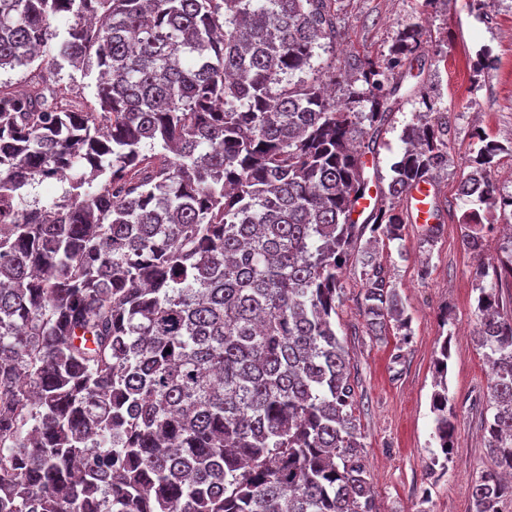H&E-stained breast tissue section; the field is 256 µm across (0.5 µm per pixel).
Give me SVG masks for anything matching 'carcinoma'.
I'll return each mask as SVG.
<instances>
[{"instance_id": "obj_1", "label": "carcinoma", "mask_w": 512, "mask_h": 512, "mask_svg": "<svg viewBox=\"0 0 512 512\" xmlns=\"http://www.w3.org/2000/svg\"><path fill=\"white\" fill-rule=\"evenodd\" d=\"M70 15L52 44V20ZM330 0H0V512H378L336 333L341 271L365 232L399 241L401 205L448 166L433 105L402 132L363 222L367 157L400 102L421 32L382 65L336 45ZM99 68L93 98L61 83ZM353 74L362 88L334 99ZM457 196L464 250L512 209L484 134ZM64 182L60 199L25 189ZM372 332L411 320L373 252ZM474 337L489 369L494 468L474 512L512 497V237L478 264ZM451 337L434 360V438L453 448ZM171 352H166V349Z\"/></svg>"}]
</instances>
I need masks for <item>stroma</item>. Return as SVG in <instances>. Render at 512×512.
Returning a JSON list of instances; mask_svg holds the SVG:
<instances>
[{"instance_id":"obj_1","label":"stroma","mask_w":512,"mask_h":512,"mask_svg":"<svg viewBox=\"0 0 512 512\" xmlns=\"http://www.w3.org/2000/svg\"><path fill=\"white\" fill-rule=\"evenodd\" d=\"M341 21L335 49H322L314 65L360 54L386 62L400 33L422 30L421 56L403 83L405 97L391 115L367 173L387 186L405 145L402 131L422 99L448 116V165L435 178L441 204H452L433 235L406 225L401 243L378 244L411 319L408 343L394 334L372 335L360 308L363 267L351 256L341 274L344 293L336 309V332L350 356L357 384L354 411L379 512H471V484L493 462L484 446L488 366L474 339L478 295L476 261L464 251L460 219L467 206L457 188L470 172L476 132L508 145L492 170L497 189L512 194V0H331ZM496 59L477 71L483 50ZM449 322H441L442 310ZM451 338L448 395L455 407L454 449L447 466L432 465L430 411L434 359L442 336Z\"/></svg>"}]
</instances>
